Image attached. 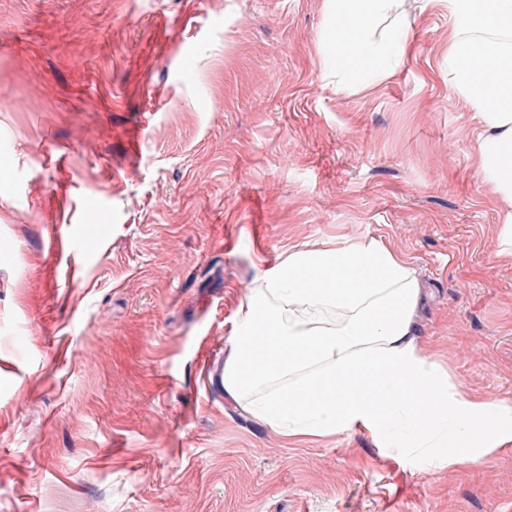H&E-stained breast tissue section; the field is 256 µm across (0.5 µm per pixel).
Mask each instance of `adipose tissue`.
Listing matches in <instances>:
<instances>
[{"instance_id":"adipose-tissue-1","label":"adipose tissue","mask_w":512,"mask_h":512,"mask_svg":"<svg viewBox=\"0 0 512 512\" xmlns=\"http://www.w3.org/2000/svg\"><path fill=\"white\" fill-rule=\"evenodd\" d=\"M398 0H325L331 33L318 53L337 91L391 79L412 33L385 27ZM448 87L477 123L483 182L501 203L499 248L512 253V0H444ZM420 288L406 259L371 238L303 247L241 307L224 361V391L283 436L359 429L387 444L406 424L409 447L455 445L442 466L512 446V401L464 396L427 361L414 332Z\"/></svg>"}]
</instances>
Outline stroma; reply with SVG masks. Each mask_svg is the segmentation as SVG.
Listing matches in <instances>:
<instances>
[{
    "label": "stroma",
    "mask_w": 512,
    "mask_h": 512,
    "mask_svg": "<svg viewBox=\"0 0 512 512\" xmlns=\"http://www.w3.org/2000/svg\"><path fill=\"white\" fill-rule=\"evenodd\" d=\"M191 4L0 0V512H512V450L286 438L201 372L289 252L377 238L417 274L429 361L512 399V254L447 9L400 0L409 57L348 95L324 0Z\"/></svg>",
    "instance_id": "1"
}]
</instances>
